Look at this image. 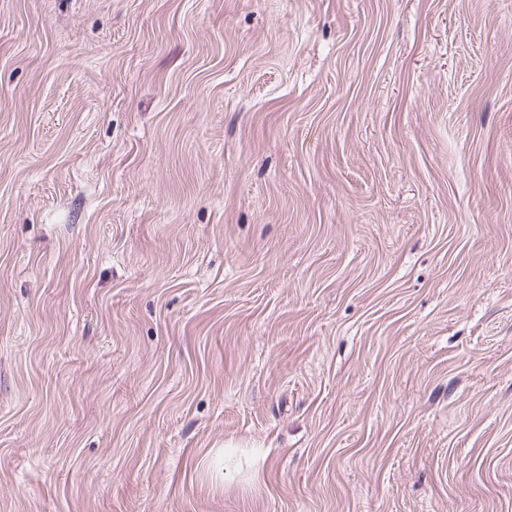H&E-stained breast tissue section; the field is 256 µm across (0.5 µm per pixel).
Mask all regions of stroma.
Wrapping results in <instances>:
<instances>
[{
	"label": "stroma",
	"instance_id": "obj_1",
	"mask_svg": "<svg viewBox=\"0 0 512 512\" xmlns=\"http://www.w3.org/2000/svg\"><path fill=\"white\" fill-rule=\"evenodd\" d=\"M0 512H512V0H0Z\"/></svg>",
	"mask_w": 512,
	"mask_h": 512
}]
</instances>
